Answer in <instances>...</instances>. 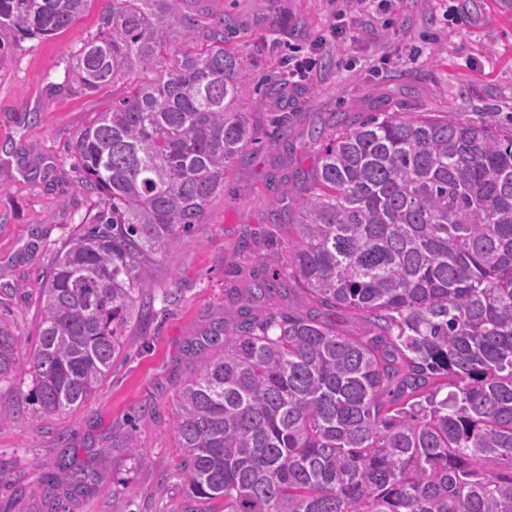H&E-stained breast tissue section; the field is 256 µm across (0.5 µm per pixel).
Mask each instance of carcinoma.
I'll list each match as a JSON object with an SVG mask.
<instances>
[{"label": "carcinoma", "instance_id": "1", "mask_svg": "<svg viewBox=\"0 0 512 512\" xmlns=\"http://www.w3.org/2000/svg\"><path fill=\"white\" fill-rule=\"evenodd\" d=\"M88 2L0 0V30L55 35ZM185 2L104 0L55 84L93 94L130 80L69 145L80 187L108 208L39 278L26 361L0 318V382H29L42 417L98 390L153 303L150 260L203 223L258 143L232 24ZM263 95L286 147L281 88ZM318 139L283 217L292 251L262 258L179 393L175 477L190 512H512V132L377 112ZM294 287L317 309L254 313ZM324 310L370 330L347 335ZM110 447L140 458L132 428ZM97 484L63 451L46 507Z\"/></svg>", "mask_w": 512, "mask_h": 512}]
</instances>
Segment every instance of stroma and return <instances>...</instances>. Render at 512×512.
I'll use <instances>...</instances> for the list:
<instances>
[{"instance_id": "obj_1", "label": "stroma", "mask_w": 512, "mask_h": 512, "mask_svg": "<svg viewBox=\"0 0 512 512\" xmlns=\"http://www.w3.org/2000/svg\"><path fill=\"white\" fill-rule=\"evenodd\" d=\"M229 16L248 62L245 111L258 122L248 149L224 182L205 223L151 264L154 304L133 328L125 357L99 392L59 416L40 417L33 402L0 384V465L14 491H0V512H44L42 493L61 451L97 470L103 483L63 498L62 512H187L173 472L181 458L174 422L183 383L201 357L189 344L224 316L234 288L256 274L259 258L287 255L276 218L299 193L319 155L318 130L357 125L372 112H428L512 129V12L497 0H393L375 27L345 0H202ZM101 0L68 30L18 40L0 31V314L23 346L37 329V277L79 228L106 206L80 190L66 146L96 113L123 97L124 84L92 95L54 91L70 54L98 28ZM318 65L288 99L287 143L272 141L268 106L254 89L278 78L290 49ZM171 302H164L168 290ZM135 428L143 451L111 447Z\"/></svg>"}]
</instances>
